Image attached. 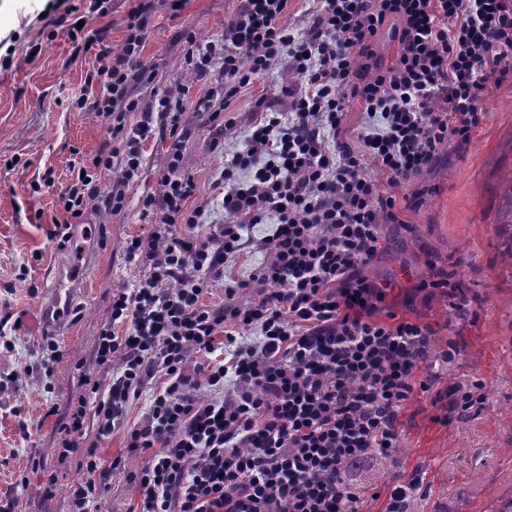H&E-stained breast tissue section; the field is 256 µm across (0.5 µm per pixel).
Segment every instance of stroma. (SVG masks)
Instances as JSON below:
<instances>
[{
	"label": "stroma",
	"mask_w": 512,
	"mask_h": 512,
	"mask_svg": "<svg viewBox=\"0 0 512 512\" xmlns=\"http://www.w3.org/2000/svg\"><path fill=\"white\" fill-rule=\"evenodd\" d=\"M238 5L185 0L175 16L158 9L142 52L155 78L133 84L142 104L167 93L183 104L191 129L184 161L197 184V202L207 206L196 227L200 233L220 217L224 155L243 144L257 100L286 111L281 88L298 81L283 63L243 91L226 111L234 125L224 133L223 149H212L210 125L194 110L210 83L187 69L186 37L194 35L200 45L220 39ZM52 6V0H0V316L21 321L19 330H0L15 342L10 351L0 346V505L12 503L11 512H69L68 489L83 472L77 458H58L60 412L83 394L84 377L100 374L93 351L113 292L134 287L145 274L127 261L126 243L150 229L140 201L160 193L172 143L168 130L154 125L143 144L142 166L126 188L125 208L86 219L92 236L85 243L80 292L65 314L67 333L55 335L44 324L47 287L75 257L74 247L58 248L50 236L58 194L74 160L92 156L107 135L95 112L71 106L97 62L90 54L74 56L66 33L46 24L41 13ZM481 108L484 118L469 140L444 145L435 165L404 187L400 221L385 225L387 248L369 274L396 284L386 297L387 311L432 325L434 356L459 342L460 352L442 369L436 390L477 380L486 400L478 413L445 425L430 395H413L399 417L397 466L377 463L356 477L364 488L361 512H381L396 474L423 479L407 512H495L512 497V281L499 274L494 226L498 183L512 168V71L489 79ZM439 270L462 281L463 310L453 309L441 291L419 290ZM52 339L64 356L49 365L42 345ZM52 405L59 414L47 415ZM99 446L103 457H121L123 468L111 491L96 501L97 512H129L136 499L129 477L147 457L128 451L119 433L100 439ZM33 454L42 461L36 469L28 462ZM50 482L56 493L46 499L41 489Z\"/></svg>",
	"instance_id": "stroma-1"
}]
</instances>
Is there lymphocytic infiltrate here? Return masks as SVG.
Instances as JSON below:
<instances>
[{"label": "lymphocytic infiltrate", "instance_id": "obj_1", "mask_svg": "<svg viewBox=\"0 0 512 512\" xmlns=\"http://www.w3.org/2000/svg\"><path fill=\"white\" fill-rule=\"evenodd\" d=\"M154 2L137 0L117 49L89 24L108 14L107 0L66 9L70 39L98 62L76 107L96 112L121 148L109 143L73 166L52 232L58 246L85 214L124 209L154 118L176 139L161 194L141 201L151 229L126 246L127 261L147 272L113 293L96 339L94 361L109 382L86 378L62 424L59 458L78 454L84 473L69 487L70 512H90L121 470L120 458L84 443L92 424L98 437L123 432L126 448L149 455L132 477V512H359L355 472L395 463L400 410L415 392L433 393L436 377L433 328L379 319L389 287L366 271L384 248V224L399 221L395 191L480 123L486 83L512 55V0H319L301 34L283 22L288 0H240L223 39L197 47L189 69H219L228 101L283 61L301 84L283 87L287 111L262 108L242 147L226 154L222 215L201 235L180 105L162 97L143 113L130 89L154 79L141 60ZM391 18L397 56L367 71L359 61L374 55ZM353 100L367 116L357 150L340 139ZM115 166L121 179L101 192L99 172ZM371 166L387 174L388 190L367 175ZM255 224L271 234L254 238ZM250 250L266 262L250 283L229 278ZM248 286L255 295L238 301ZM216 288L223 304L206 303ZM155 380L142 421L126 427L129 405ZM433 395L446 424L485 402L478 382Z\"/></svg>", "mask_w": 512, "mask_h": 512}]
</instances>
